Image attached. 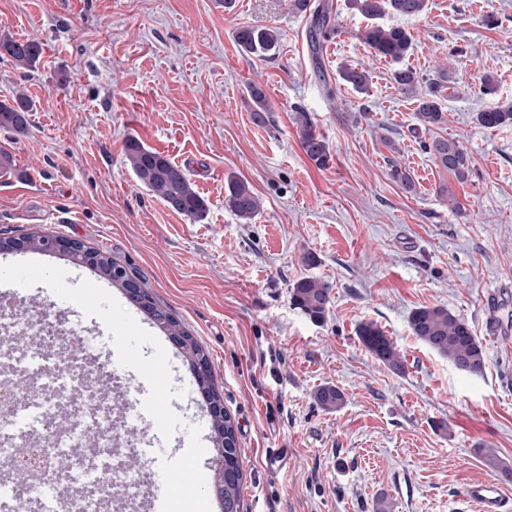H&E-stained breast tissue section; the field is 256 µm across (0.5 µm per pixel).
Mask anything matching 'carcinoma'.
Segmentation results:
<instances>
[{
  "label": "carcinoma",
  "instance_id": "1",
  "mask_svg": "<svg viewBox=\"0 0 512 512\" xmlns=\"http://www.w3.org/2000/svg\"><path fill=\"white\" fill-rule=\"evenodd\" d=\"M348 4L364 17L374 20L390 12L407 18L417 17L426 10L427 0H348ZM291 6L301 12L312 11L309 38L315 68L320 72L321 40L329 37L333 31V27L330 26V6L320 3L313 8L311 0H291ZM363 40L374 53L398 64L410 55L414 44L410 30L400 26L373 25L364 32ZM278 41L279 35L273 29L242 27L236 33V42L241 51L258 57L274 50ZM41 55L42 46L36 41H20L10 36L0 38V59L10 60L19 67L34 68ZM339 77L360 94L368 90L371 82V76L367 71L355 68L339 70ZM448 79V69L445 66L440 68L437 78L426 85L416 72L408 67H401L393 72V80L399 89L416 100L419 124L414 128V133L429 131L443 123L444 115L437 101L436 92ZM248 90L250 98L255 103L254 118L262 123L271 112L268 98L263 89L254 82L249 84ZM31 111L33 104L24 96H19L8 104L0 103V128L16 133L24 132L27 128L28 113ZM476 120L486 129L512 124V103H493L477 113ZM296 122L300 145L306 156L316 166L327 167L332 155L325 138L316 133L310 116L300 112L297 114ZM424 148L439 166L451 172L457 179H467L471 171V158L460 142L434 136L424 143ZM125 159L137 179L169 208L194 222H201L206 218V199L197 192L186 171L167 156L131 137L125 143ZM390 177L402 189L408 192L414 190L411 174L399 164L391 165ZM224 207L239 220L248 223L258 214L260 202L246 182L229 179L224 190ZM330 293L331 288L324 281L314 277H303L293 283L291 299L305 315L318 322L325 318L328 311ZM408 323L413 336L439 355L448 358L456 368L470 374L483 372L484 349L464 318L442 306H422L410 313ZM164 324L167 331H175L187 338L188 350L182 353L186 362L202 359L206 364H211L208 353L173 315L165 313ZM357 336L364 347L389 369L397 373L405 371L400 352L376 324H360ZM314 398L322 409L328 411L336 410L344 403L343 392L333 386L319 388ZM211 433L224 435V460L241 455L236 426L230 414H224L223 424L211 430ZM243 481L241 469L237 470L236 478H224V502L236 504V512H241L242 509Z\"/></svg>",
  "mask_w": 512,
  "mask_h": 512
}]
</instances>
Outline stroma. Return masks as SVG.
<instances>
[{"label":"stroma","instance_id":"1","mask_svg":"<svg viewBox=\"0 0 512 512\" xmlns=\"http://www.w3.org/2000/svg\"><path fill=\"white\" fill-rule=\"evenodd\" d=\"M330 2L335 35L319 63L338 87L332 99L314 73L310 19L290 0H0V36L43 48L30 71L0 60V102L22 93L34 103L24 133L0 129L15 161L0 176V237L42 231L109 252L198 339L237 426L243 512H373L380 495L389 512H450L468 482L495 473L481 449L512 465V125L476 121L488 105L482 75L512 101V0H428L418 18L380 17L411 30L405 64L421 78L448 67L445 121L416 138V105L394 82V63L362 41L369 19ZM490 16L497 26H486ZM243 26L278 31L270 56L238 48ZM344 65L368 69L366 94L340 84ZM252 81L273 107L263 125L252 119ZM301 111L329 144L327 168L301 148ZM435 134L467 150L466 180L425 152ZM131 137L186 169L208 202L204 221L138 181L124 154ZM394 161L414 191L391 180ZM232 177L261 202L251 223L224 207ZM303 277L330 284L325 321L293 305ZM494 289L503 292L495 333L484 307ZM16 300L85 331L91 362L148 396L113 358L99 317L42 284L18 288ZM436 305L470 324L483 373L457 370L412 336L410 312ZM127 311L163 344L182 391L171 408L185 423L166 439L150 416L133 422L137 472L181 455L187 426L209 441L210 418L183 356L139 309ZM366 322L395 343L404 373L363 347L356 330ZM323 386L342 390L343 406L317 405Z\"/></svg>","mask_w":512,"mask_h":512}]
</instances>
